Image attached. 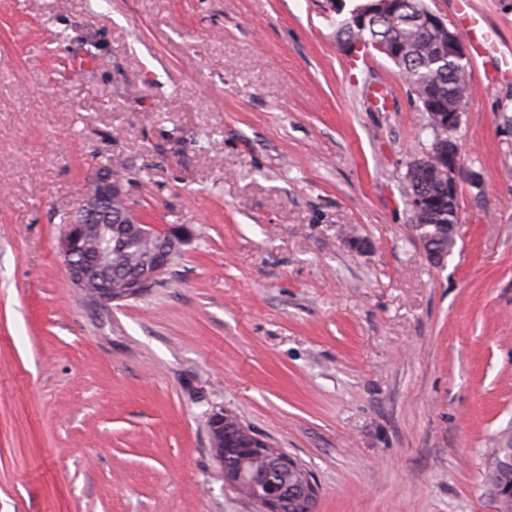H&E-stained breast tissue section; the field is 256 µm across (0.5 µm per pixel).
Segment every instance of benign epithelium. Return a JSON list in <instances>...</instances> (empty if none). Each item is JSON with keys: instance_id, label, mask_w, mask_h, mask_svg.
<instances>
[{"instance_id": "1", "label": "benign epithelium", "mask_w": 512, "mask_h": 512, "mask_svg": "<svg viewBox=\"0 0 512 512\" xmlns=\"http://www.w3.org/2000/svg\"><path fill=\"white\" fill-rule=\"evenodd\" d=\"M397 0H367L350 14L349 24L365 28L376 19L385 18L395 12ZM421 20L434 31L436 40L433 61L441 66L456 67L469 73V51L463 35L452 30L434 12L424 10ZM373 49L391 60L398 59L400 44L390 39H376ZM462 103H448V111L429 113L430 122L436 130L446 132L460 124ZM433 165L444 170L448 178V192L456 194L462 167L460 148L455 140H438L420 166ZM99 186L103 200L126 198L128 192L122 180L112 176L105 168H98L92 178ZM125 224H137L143 231L157 234L161 247L155 257L140 265L121 285H112V278L101 277L100 270L112 264V223L67 224L59 240V249L72 287L96 304L106 307L110 303L138 295L144 288L158 282L171 265L173 255L182 243L185 230L181 226L164 229L155 224H146L136 210H128ZM229 419L224 411H215L209 417L210 440L215 457L224 476V483L246 496L263 487L258 501L261 512H288V506L301 507L306 512H316L318 486L309 472L298 461L279 450L271 451L266 442L252 433L233 426H225ZM237 455L241 464L229 467L227 458Z\"/></svg>"}]
</instances>
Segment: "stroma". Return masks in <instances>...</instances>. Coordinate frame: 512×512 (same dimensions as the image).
I'll return each mask as SVG.
<instances>
[{"label":"stroma","mask_w":512,"mask_h":512,"mask_svg":"<svg viewBox=\"0 0 512 512\" xmlns=\"http://www.w3.org/2000/svg\"><path fill=\"white\" fill-rule=\"evenodd\" d=\"M333 0H0V512H258L226 409L316 512H495L512 441V74L471 90L443 264L405 179L434 135ZM189 234L98 306L59 253L103 159ZM224 410L213 412L209 417L210 440L215 457L220 465L224 482L251 498L253 490L263 486L258 501L261 512H288V504L304 508L305 512H316L318 486L309 472L298 461L279 450L271 452L266 442L242 428L225 423ZM235 428L234 436L230 431ZM246 448L236 447L234 442ZM238 455L241 463L232 467ZM249 460L262 462L259 469L247 472L244 465ZM228 461V467L226 462ZM284 474V475H283Z\"/></svg>","instance_id":"35a3bbf8"}]
</instances>
